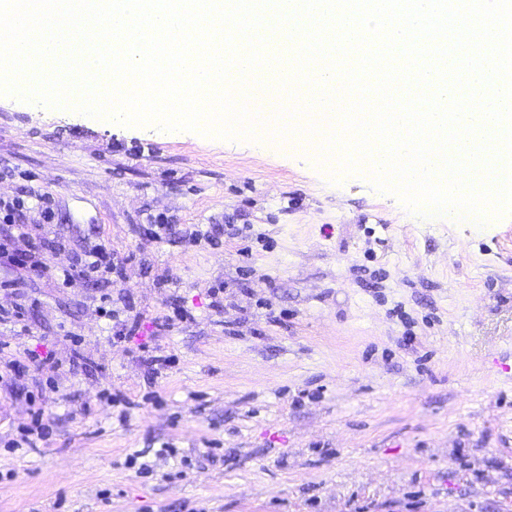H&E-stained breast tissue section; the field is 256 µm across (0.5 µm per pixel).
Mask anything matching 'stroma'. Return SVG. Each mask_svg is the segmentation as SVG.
<instances>
[{"label":"stroma","mask_w":512,"mask_h":512,"mask_svg":"<svg viewBox=\"0 0 512 512\" xmlns=\"http://www.w3.org/2000/svg\"><path fill=\"white\" fill-rule=\"evenodd\" d=\"M45 193L55 264L128 263L0 290L60 359L0 385V512H512V212L425 218L274 143L1 99L0 198ZM111 388L131 407L96 405ZM37 405L52 434L16 447Z\"/></svg>","instance_id":"obj_1"}]
</instances>
